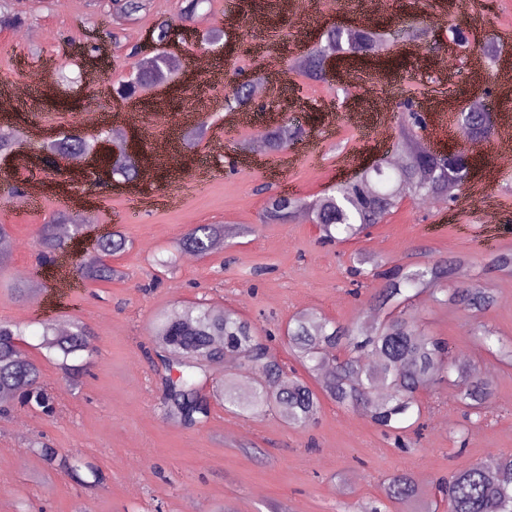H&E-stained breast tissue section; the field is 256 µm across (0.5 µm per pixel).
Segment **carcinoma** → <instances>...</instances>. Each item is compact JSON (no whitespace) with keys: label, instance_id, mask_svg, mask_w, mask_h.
Masks as SVG:
<instances>
[{"label":"carcinoma","instance_id":"1","mask_svg":"<svg viewBox=\"0 0 512 512\" xmlns=\"http://www.w3.org/2000/svg\"><path fill=\"white\" fill-rule=\"evenodd\" d=\"M116 10L133 17L147 7V0H113ZM21 24L12 12L11 0H0V29ZM382 41L379 34L364 28H327L317 45L299 63L309 78L322 80L326 75L325 61H365L378 53ZM176 62L156 55L149 64L136 67V82H124L120 88L132 94L150 86L174 71ZM230 108L248 105L247 87L233 86L225 95ZM421 124L412 116L402 123L404 142L420 139ZM459 130L472 141L482 142L491 130L490 115L482 104L462 112ZM302 134V129L289 122L267 134L269 146L279 150ZM110 138L101 131L86 138L64 135L45 149L53 160L75 154L91 153L97 143ZM140 175L134 157L112 171V177L133 181ZM456 189L455 170L433 158L424 160L420 150L412 149L400 165L394 167L383 158L366 173L359 185L341 183L329 193L312 201L271 195L264 206L267 224L283 223L293 213L307 211L319 228L321 238L348 240L378 224L400 200L401 194L417 198L444 201ZM224 238V225L198 224L192 227L175 246L164 266L176 264L179 255L192 252L205 256ZM40 257L49 259L66 250L68 240L59 237L56 225L43 224L38 232ZM100 255L81 260L77 269L80 277L90 282H110L118 276L104 256H116L126 251L127 240L114 230L99 244ZM359 267L353 274L365 280L381 278L384 283L372 298L366 321L339 324L314 312L298 314L288 324L285 345L314 383L298 376L286 375L284 364L257 336L255 328L237 313L224 308L198 304L160 315L150 328L153 348L149 359L157 364L161 389V406L165 416L178 424L193 428L204 424L210 416L211 404L207 386L214 382L210 367L226 358L241 368L256 374L254 386L243 391L236 379L224 376V384L213 395L224 401V409L243 417L275 411L292 427L312 424L329 399L338 405L358 411L374 426L395 439L412 427L422 416L420 395L446 383L454 388L459 404L482 418L494 395L493 381L476 367L458 364L448 340L422 330L409 311L416 295L431 292L441 304L468 311L487 313L495 304L494 295L476 284H453L455 267L464 262L458 257L449 261L427 260L412 269L393 267L382 269L373 261L371 269L363 257L355 258ZM473 341L500 362L512 366V341L506 342L485 324L473 328ZM23 330L13 324L0 323V389L11 392L24 403H35L52 410L50 393L42 379L37 362L22 349ZM91 332L81 324L65 336L57 334L51 324L43 327L41 346L61 357L60 368L73 381H78L81 369L68 359L88 348ZM40 454L53 469H63L78 475L84 466L78 457H58L46 446ZM440 500L423 506L422 512H512V454H501L493 466L474 463L437 483ZM417 493V481L407 471L393 475L383 487L384 498L392 503L412 500Z\"/></svg>","mask_w":512,"mask_h":512}]
</instances>
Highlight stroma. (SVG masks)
<instances>
[{
    "label": "stroma",
    "mask_w": 512,
    "mask_h": 512,
    "mask_svg": "<svg viewBox=\"0 0 512 512\" xmlns=\"http://www.w3.org/2000/svg\"><path fill=\"white\" fill-rule=\"evenodd\" d=\"M225 2L206 0L184 19L181 0H150L136 19L125 20L109 0H20L26 14L20 29L34 31V38L0 31V95L11 94L29 71L52 73L33 98L18 104L8 126L37 140L54 132L89 136L103 123H120L144 146L164 136L178 152L175 165L155 170L148 184L119 183L94 197L95 223L112 225L130 244L112 258L124 276L70 288L57 285L66 263L43 270L36 262L40 225L61 204L79 202L81 187L61 193L48 186L67 180L69 160L54 170L31 169L44 185L33 208L16 204L10 193L16 176L0 169V224L14 243L0 269V321L24 328V348L41 365L54 398L52 412L16 405L0 416V512H184L189 496L195 512H222L227 505L234 512H279L283 505L288 512H356L380 499L384 483L400 470L415 476L418 498L388 504L386 512H420L435 497L438 477L512 453V368L470 338L483 322L512 340V274L486 268L492 254L512 252V172L499 169L493 140L475 145L481 165L452 206L406 197L368 234L337 244L322 243L308 222L262 221L265 187L312 198L389 149L370 133L377 95L396 104L431 101L424 137L436 145L458 140V114L472 102L488 98L495 112L512 115V45L506 42L512 0H353L337 13L320 0H301L297 18L282 13L277 0H233L230 9ZM164 20L179 31L181 67L171 80L181 93L162 82L115 110L108 89L132 74L131 49L152 56L145 36ZM370 21L425 28L423 52L411 54L394 42L378 63L344 65L322 81L295 68L297 55L313 48L324 28ZM455 24L470 28L478 42L495 44V67L476 52L456 57L449 72L432 67L433 57L447 53L448 28ZM229 45L237 49L231 64L225 61ZM89 71L95 82L86 80ZM243 81L264 83L269 93L247 108L244 124L225 125L224 96ZM282 102L308 136L252 159L241 143L266 130L268 106ZM202 122L204 139L188 143L187 131ZM198 224H223L236 233L207 256L179 258L170 271L157 266ZM358 254L388 268L460 256L458 282L492 289L495 306L482 318L425 292L412 306L423 328L448 339L456 359L492 379L493 403L481 422H467L445 385L422 393V427L408 434L404 451L359 413L330 400L304 429L288 427L272 412L247 418L217 403L200 427L165 417L148 358L155 316L194 302L234 310L259 336L270 337L285 360L282 338L294 315L316 311L343 324L364 319L381 283L354 287L349 269ZM20 266L37 285L28 300L12 291ZM46 320L90 329L91 344L77 356L88 366L80 386L69 384L55 354L40 349ZM44 443L88 461L103 480L94 481L92 469L77 480L50 468L40 455Z\"/></svg>",
    "instance_id": "obj_1"
}]
</instances>
